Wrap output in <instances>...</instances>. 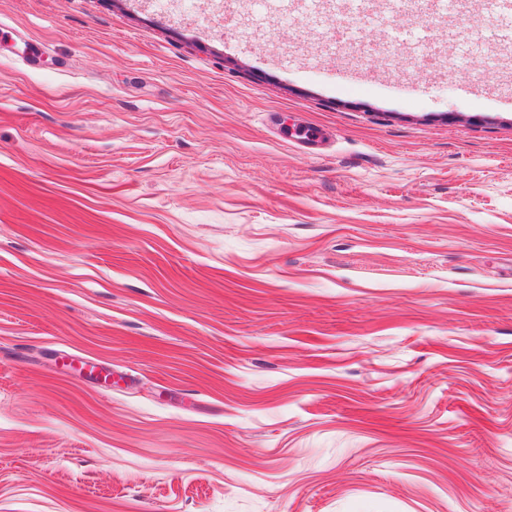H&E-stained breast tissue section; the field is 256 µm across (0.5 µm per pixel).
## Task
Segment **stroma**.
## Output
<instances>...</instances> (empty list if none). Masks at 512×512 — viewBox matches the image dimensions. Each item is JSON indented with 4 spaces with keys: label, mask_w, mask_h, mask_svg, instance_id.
<instances>
[{
    "label": "stroma",
    "mask_w": 512,
    "mask_h": 512,
    "mask_svg": "<svg viewBox=\"0 0 512 512\" xmlns=\"http://www.w3.org/2000/svg\"><path fill=\"white\" fill-rule=\"evenodd\" d=\"M0 512H512V19L0 0Z\"/></svg>",
    "instance_id": "obj_1"
}]
</instances>
